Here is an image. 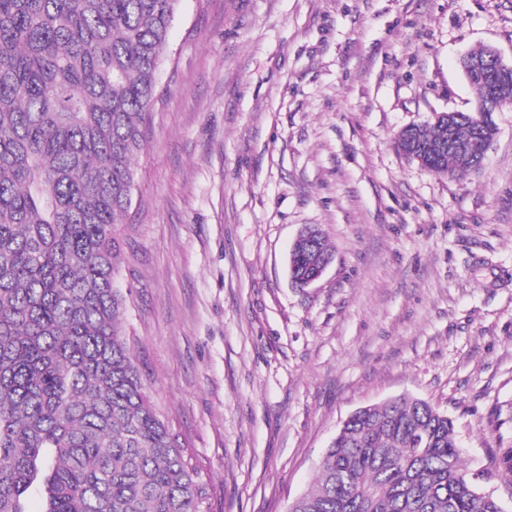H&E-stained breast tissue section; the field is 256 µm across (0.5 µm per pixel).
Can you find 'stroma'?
Returning a JSON list of instances; mask_svg holds the SVG:
<instances>
[{
  "label": "stroma",
  "instance_id": "obj_1",
  "mask_svg": "<svg viewBox=\"0 0 512 512\" xmlns=\"http://www.w3.org/2000/svg\"><path fill=\"white\" fill-rule=\"evenodd\" d=\"M480 44L512 62V0H179L116 282L209 512H288L343 421L401 396L512 512V106L466 175L395 147L475 111ZM308 226L334 258L297 288Z\"/></svg>",
  "mask_w": 512,
  "mask_h": 512
}]
</instances>
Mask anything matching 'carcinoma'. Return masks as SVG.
<instances>
[{
    "label": "carcinoma",
    "instance_id": "obj_1",
    "mask_svg": "<svg viewBox=\"0 0 512 512\" xmlns=\"http://www.w3.org/2000/svg\"><path fill=\"white\" fill-rule=\"evenodd\" d=\"M178 0H0V512H208L184 447L155 410L115 285L116 226L158 94ZM493 137L497 127L456 113ZM448 130L400 131L437 174L465 156ZM322 230L288 256L307 286L331 262ZM453 421L402 397L357 409L289 512H504L462 463Z\"/></svg>",
    "mask_w": 512,
    "mask_h": 512
}]
</instances>
